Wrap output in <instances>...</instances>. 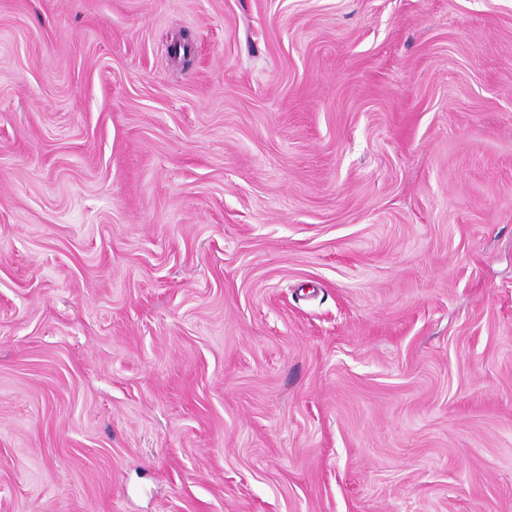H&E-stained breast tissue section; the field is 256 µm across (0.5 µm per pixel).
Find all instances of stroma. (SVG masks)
I'll use <instances>...</instances> for the list:
<instances>
[{"instance_id": "35a3bbf8", "label": "stroma", "mask_w": 512, "mask_h": 512, "mask_svg": "<svg viewBox=\"0 0 512 512\" xmlns=\"http://www.w3.org/2000/svg\"><path fill=\"white\" fill-rule=\"evenodd\" d=\"M0 512H512V0H0Z\"/></svg>"}]
</instances>
